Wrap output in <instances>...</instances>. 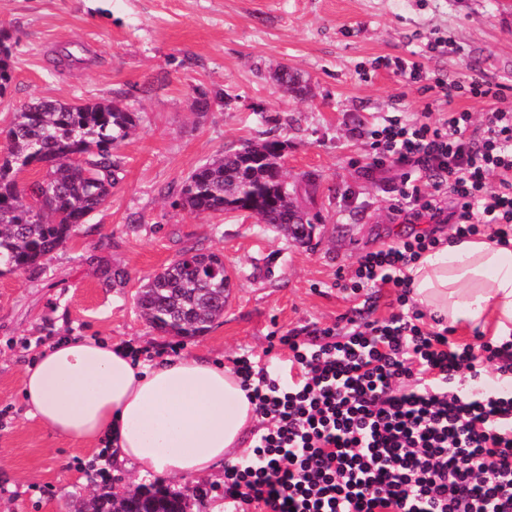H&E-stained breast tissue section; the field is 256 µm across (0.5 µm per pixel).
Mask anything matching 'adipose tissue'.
Here are the masks:
<instances>
[{
  "label": "adipose tissue",
  "instance_id": "ef3b65f1",
  "mask_svg": "<svg viewBox=\"0 0 512 512\" xmlns=\"http://www.w3.org/2000/svg\"><path fill=\"white\" fill-rule=\"evenodd\" d=\"M411 297L450 327L491 320L512 334V247L451 238L412 264ZM30 416L52 435L108 443L138 476L205 477L233 458L256 419L231 368L195 356L146 364L130 348L70 337L39 349L21 375Z\"/></svg>",
  "mask_w": 512,
  "mask_h": 512
}]
</instances>
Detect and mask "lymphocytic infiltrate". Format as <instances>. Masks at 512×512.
Wrapping results in <instances>:
<instances>
[{
  "label": "lymphocytic infiltrate",
  "instance_id": "lymphocytic-infiltrate-1",
  "mask_svg": "<svg viewBox=\"0 0 512 512\" xmlns=\"http://www.w3.org/2000/svg\"><path fill=\"white\" fill-rule=\"evenodd\" d=\"M503 90L481 77L445 88L448 100L486 103L478 123L452 107L435 120L385 115L353 128L376 147L373 165L402 168L390 210L411 230L361 252L346 288L358 297L391 287L398 309L289 331L279 339L284 364L235 359L266 426L245 459L224 468L234 512H512V394L497 383L512 373V338L485 343L477 360L416 307L406 273L447 228L458 238L512 239Z\"/></svg>",
  "mask_w": 512,
  "mask_h": 512
}]
</instances>
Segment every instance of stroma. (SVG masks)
I'll use <instances>...</instances> for the list:
<instances>
[{"label": "stroma", "instance_id": "obj_1", "mask_svg": "<svg viewBox=\"0 0 512 512\" xmlns=\"http://www.w3.org/2000/svg\"><path fill=\"white\" fill-rule=\"evenodd\" d=\"M1 28L12 37L13 81L0 98V132L38 99H116L141 120L118 149L122 178L107 203L39 269L0 276V512H80L97 494L158 487L183 495L188 512H223V473L141 477L109 449L57 438L26 417L19 385L32 349L92 336L145 360L176 352L228 363L363 306L388 315L393 289L363 300L336 286L362 251L406 232L389 212L400 169L370 170V144L351 130L452 105L481 115L483 102L450 104L439 88L476 73L505 84L512 106V0H0ZM75 41L82 62H61V43ZM398 58L423 63L421 77L397 72ZM284 67L304 74L306 96L276 81ZM217 91L222 99L196 110L199 94ZM267 138L283 142L289 173L318 186L297 197L318 216L310 241L234 212L175 207L196 166ZM187 247L221 255L233 284L223 319L190 339L153 330L135 305L141 278ZM112 269L127 271V283H107Z\"/></svg>", "mask_w": 512, "mask_h": 512}]
</instances>
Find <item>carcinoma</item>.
<instances>
[{"label":"carcinoma","mask_w":512,"mask_h":512,"mask_svg":"<svg viewBox=\"0 0 512 512\" xmlns=\"http://www.w3.org/2000/svg\"><path fill=\"white\" fill-rule=\"evenodd\" d=\"M0 98L13 75L8 36L0 42ZM289 92H307L302 76L282 70ZM137 113L117 100L73 104L42 100L13 113L0 156V276L26 272L57 250L100 208L118 182L121 160L113 150L137 127ZM277 139L243 142L213 156L183 180L176 204L192 214L250 210L259 224L287 233L311 224L296 204ZM39 164L40 179L22 184L18 174ZM230 282L224 260L193 247L162 271L143 279L135 304L154 330L169 336H202L224 317ZM85 512H187L184 499L157 488L127 500L110 493L93 498Z\"/></svg>","instance_id":"carcinoma-1"}]
</instances>
